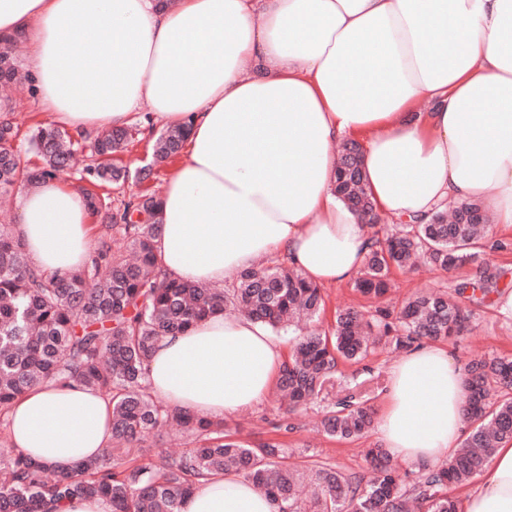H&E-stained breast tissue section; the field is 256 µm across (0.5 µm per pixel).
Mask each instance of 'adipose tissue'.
<instances>
[{"instance_id": "adipose-tissue-1", "label": "adipose tissue", "mask_w": 512, "mask_h": 512, "mask_svg": "<svg viewBox=\"0 0 512 512\" xmlns=\"http://www.w3.org/2000/svg\"><path fill=\"white\" fill-rule=\"evenodd\" d=\"M79 32L96 38L77 52ZM19 35L44 112L73 133L126 127L145 104L160 124L189 123L160 204L168 276L231 282L277 257L320 285L357 278L371 229L334 192V147L351 140L377 213L478 201L512 227V0H0V40ZM90 217L54 179L21 195L15 232L33 267L63 273L89 256ZM285 359L263 325L219 313L163 337L147 378L164 402L221 418L259 404ZM466 396L444 349L408 351L389 369L385 448L448 460ZM111 413L98 392L47 381L6 417L13 447L65 470L106 455ZM183 512L275 507L228 474L197 483ZM462 512H512V443Z\"/></svg>"}]
</instances>
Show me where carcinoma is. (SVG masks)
I'll return each mask as SVG.
<instances>
[{
  "mask_svg": "<svg viewBox=\"0 0 512 512\" xmlns=\"http://www.w3.org/2000/svg\"><path fill=\"white\" fill-rule=\"evenodd\" d=\"M33 82L0 45V83ZM0 193L19 183L68 175L75 152L90 148L89 163L77 181L91 214L102 219L89 260L65 275H47L29 262L24 242L0 227V434L8 435L12 403L42 381L53 379L95 390L112 404V443L105 457L69 471L40 462L7 446L0 448V512H53L72 499H105L112 512H182L184 499L201 479L233 471L278 506L279 512H459L448 488L462 485L489 464L498 444L512 442V397L499 398L496 386H512V358L471 362L466 410L468 432L461 449L440 465H424L405 483L389 452L369 448L373 467L366 478L317 461L290 460L272 440L246 444L224 428V421L166 404L150 390L146 367L164 336L190 329L216 313L238 310L273 330L304 324L294 338L274 391L288 396L290 408L323 395L342 363L366 359L383 341L406 351L426 342L461 335L472 307L500 292L502 272L483 263L476 275L452 292L428 291L399 308H378L366 319L354 307L336 310L333 323L319 326L324 311L321 288L296 268L265 261L243 270L230 288L180 281L164 273L157 254L161 196L144 189L124 194L130 178L144 182L149 168L135 171L114 163V155L143 134L138 127L105 129L76 137L51 121L36 125L31 144L40 164L28 167L16 145L13 107L0 105ZM188 125L167 127L154 141L159 161L178 156ZM336 194L353 212L377 224L364 186L361 158L344 147L339 156ZM488 216L478 202L435 213L423 224H394L375 238L355 279L365 296L381 297L394 269H409L421 258L448 271L477 261ZM120 237L133 257L113 247ZM374 423L371 407L349 395L321 420L329 438L351 440ZM176 426L186 449L161 466L137 464L150 435Z\"/></svg>",
  "mask_w": 512,
  "mask_h": 512,
  "instance_id": "1",
  "label": "carcinoma"
}]
</instances>
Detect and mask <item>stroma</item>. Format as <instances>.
<instances>
[{
	"instance_id": "obj_1",
	"label": "stroma",
	"mask_w": 512,
	"mask_h": 512,
	"mask_svg": "<svg viewBox=\"0 0 512 512\" xmlns=\"http://www.w3.org/2000/svg\"><path fill=\"white\" fill-rule=\"evenodd\" d=\"M481 258L502 270L501 291L512 292V230L493 227L484 242ZM472 273L473 269L469 266L449 272L425 266L408 273L397 271L393 274L394 288L390 300L400 302L419 289H450ZM443 348L451 360L462 366L480 357H512V318L500 313L497 302H490L475 309L468 333L444 343ZM399 357V352L377 347L368 356L365 366H341L342 376L335 379L325 401L288 414L268 396L255 407L225 417L224 422L239 440L257 444L274 439L294 455L311 457L348 474H368L364 450L380 443L378 432H370L366 437L353 441H336L319 434L317 425L329 403L349 393L367 401L374 412H381L385 403L388 371Z\"/></svg>"
}]
</instances>
